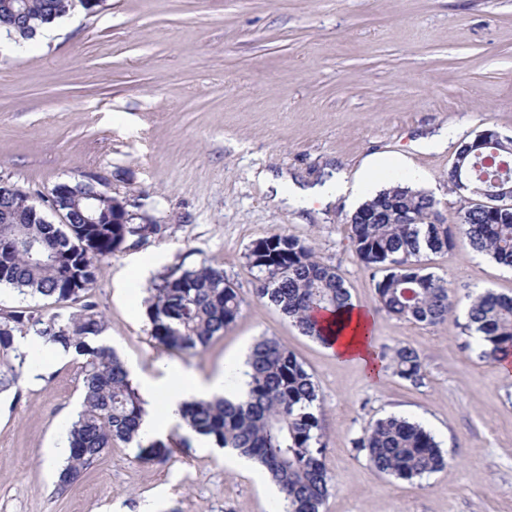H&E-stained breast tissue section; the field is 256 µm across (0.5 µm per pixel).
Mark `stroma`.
Wrapping results in <instances>:
<instances>
[{"label":"stroma","instance_id":"1","mask_svg":"<svg viewBox=\"0 0 512 512\" xmlns=\"http://www.w3.org/2000/svg\"><path fill=\"white\" fill-rule=\"evenodd\" d=\"M443 129L447 148L419 147ZM487 129L512 137V0H102L26 47L0 34V179L38 202L96 174L165 228L103 262L92 294L105 346L148 374L185 367L208 378L261 337L285 345L319 388L333 478L322 512H512V376L481 359L464 329L470 296H512V269L461 237L424 256L454 291L453 315L436 327L376 316L374 342L416 348L425 383L370 381L259 301L246 260L275 233L308 241L353 302L374 308L375 269L349 238L352 206L289 208L256 175L315 183L375 154L400 156L406 169L383 180L418 173L452 223L448 172L459 144ZM136 258L152 262L150 280H136ZM204 261L223 268L241 312L197 355L164 349L135 298L153 277ZM84 363L68 354L38 385L23 376L0 393V512H274L260 467L193 434L160 463L114 444L59 489L64 460L51 450L80 410ZM389 414L431 431L447 466L411 481L375 471L354 441Z\"/></svg>","mask_w":512,"mask_h":512}]
</instances>
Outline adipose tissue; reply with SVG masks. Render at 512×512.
<instances>
[{
    "label": "adipose tissue",
    "instance_id": "1",
    "mask_svg": "<svg viewBox=\"0 0 512 512\" xmlns=\"http://www.w3.org/2000/svg\"><path fill=\"white\" fill-rule=\"evenodd\" d=\"M395 167L394 160L373 155L362 165L364 178L353 181L347 172L339 171L324 184L297 190L292 201L304 205L315 200L329 205L350 192L365 199L376 191L374 181L368 176L369 171L392 170ZM344 323L345 327L339 336L331 338L326 344V352L336 361L356 363L367 378L380 380L383 376V364L373 341V312L360 306L355 307L345 315ZM139 385L140 393L146 402L141 430L153 438L162 436L171 426L181 423L184 403L209 399L225 393L223 374L219 373L204 380L183 369H166L164 376L159 378L140 375Z\"/></svg>",
    "mask_w": 512,
    "mask_h": 512
}]
</instances>
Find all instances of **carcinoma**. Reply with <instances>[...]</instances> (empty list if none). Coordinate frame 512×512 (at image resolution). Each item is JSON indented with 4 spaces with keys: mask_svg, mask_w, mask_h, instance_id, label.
Segmentation results:
<instances>
[{
    "mask_svg": "<svg viewBox=\"0 0 512 512\" xmlns=\"http://www.w3.org/2000/svg\"><path fill=\"white\" fill-rule=\"evenodd\" d=\"M75 0H0V32L18 43L33 40L46 25L66 16ZM487 159L456 157L448 172L457 198V222L436 224L439 202L431 195L400 184L377 193L351 217L349 237L357 258L381 272L376 281L377 310L408 321L438 326L454 310L452 289L443 278L425 271L422 257L452 249L463 237L478 252L512 267V208H491L476 195L457 194V168L467 169L471 186L490 197L496 183L512 181V137ZM67 194L44 203L78 216L84 211L89 183H68ZM33 203L25 195L0 194V207L26 215ZM377 211L382 218L367 223L360 214ZM161 224L128 216L124 224H64L40 218L15 224L0 220V284L22 294L40 295L56 303H74L77 311L63 318L36 310L0 316V391L16 384L25 354L14 347L15 333L31 331L43 343L86 357L83 401L68 431L69 456L59 472V487L80 478L115 442L137 449L139 463L164 461L171 448L187 439H144L139 429L145 401L129 377L125 363L106 346L94 344L104 321L90 291L100 263L117 252L140 248L161 235ZM257 270L255 295L281 311L302 334L326 343L321 313L340 314L352 305L344 279L319 262L312 246L291 236L273 234L246 253ZM147 316L158 345L193 355L224 333L240 313L242 299L228 286L224 270L206 261L180 273L159 277L150 288ZM466 329L476 336L479 356L497 361L512 354V297L490 290L471 299ZM18 363H13V360ZM393 374L415 386L426 372L419 351L392 348ZM249 381L243 397L193 400L182 408L185 426L254 460L275 483L283 512H321L333 488L325 464L317 384L297 356L274 338L263 337L250 351ZM379 473L413 480L442 470L446 457L434 436L404 417L388 415L363 429L354 440Z\"/></svg>",
    "mask_w": 512,
    "mask_h": 512,
    "instance_id": "obj_1",
    "label": "carcinoma"
}]
</instances>
